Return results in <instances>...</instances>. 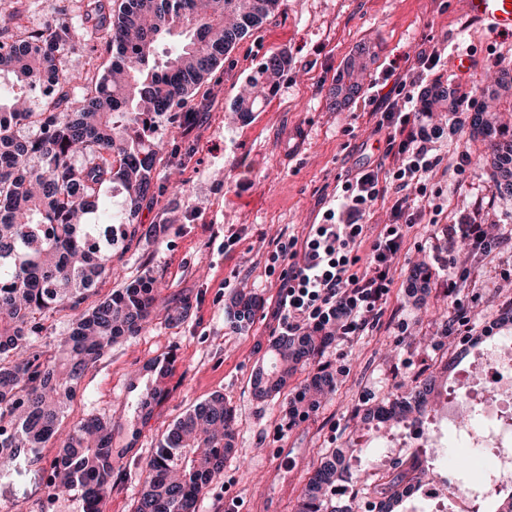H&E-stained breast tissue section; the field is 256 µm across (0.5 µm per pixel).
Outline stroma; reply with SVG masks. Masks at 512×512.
<instances>
[{"label":"stroma","instance_id":"stroma-1","mask_svg":"<svg viewBox=\"0 0 512 512\" xmlns=\"http://www.w3.org/2000/svg\"><path fill=\"white\" fill-rule=\"evenodd\" d=\"M78 14L77 0H0V26L32 28L53 17ZM370 54L358 77L359 92L338 108L327 94L359 45ZM444 50L443 70L424 75L414 96L435 81L470 91L494 74L493 57L512 56V39L493 38L469 21L461 0H288L225 57L193 98L190 123L152 124L149 138L161 147L158 183L141 202L139 221L154 234L117 246L112 272L99 281V295L149 274L164 285L158 317L140 336L114 344L86 374L66 423L93 415L111 422L124 450L123 464L102 512H131L141 488V469L159 439L188 409L220 393L234 409L237 447L221 478L211 485L199 512H293L308 472L332 448H359L368 426L355 408L396 394L399 383L427 369L443 352L456 350L445 334L442 312L453 298L474 299L473 320L498 316L512 288L504 264L484 259L470 265L456 297L443 286L438 260L446 254L441 228L461 209H475L485 224L512 228V197L499 195L486 162L487 143L470 133V114L425 117L422 134L438 153L464 145L477 162L464 186L452 174L436 176L431 191L444 200L437 226L414 227L407 254L393 270L383 314L362 335L326 348L321 356L336 373L335 392L306 416L290 418L289 403L312 373L301 367L275 398L257 400L256 369L268 361L278 335L276 277L265 258L281 239L318 222L338 179L386 159L384 136L374 134L371 82H383L396 57L422 46ZM479 65L452 79L457 46ZM287 52L290 62L268 103L247 119L232 106L260 61ZM427 261L431 289L425 300L408 288L411 265ZM241 291L262 304L246 329L232 326V298ZM188 306L186 319L169 323L168 309ZM168 357L165 377L147 363ZM163 396L139 410L152 389ZM10 512H84L78 494L50 496L46 475L28 471L0 481V502Z\"/></svg>","mask_w":512,"mask_h":512}]
</instances>
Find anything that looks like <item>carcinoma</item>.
<instances>
[{
  "label": "carcinoma",
  "mask_w": 512,
  "mask_h": 512,
  "mask_svg": "<svg viewBox=\"0 0 512 512\" xmlns=\"http://www.w3.org/2000/svg\"><path fill=\"white\" fill-rule=\"evenodd\" d=\"M286 0H120L112 21L103 24L101 0H87L82 22L54 18L15 37L0 30V77L10 76L17 91L0 96V480L47 469L56 495L76 492L84 512H101L112 492L121 457L114 447L112 423L86 416L63 429L69 403L92 368L121 339L138 336L157 317L156 295L163 284L144 275L94 302L96 285L112 272V248L140 232V201L154 187L158 146L147 139L152 121L188 120V100L224 62L226 54ZM111 58L101 78L83 82L68 73L65 53L93 36ZM288 65L284 52L269 55L249 79L250 92L234 110L247 117L277 88ZM56 72L53 95L36 103L33 84ZM82 92L64 91L68 83ZM359 85L336 79L329 101L340 106ZM482 99L512 112V73L497 71L490 84L476 82ZM463 97L442 82L421 99L420 111H459ZM471 135L488 142L496 189L512 196V127L489 118L484 102L474 108ZM116 186L123 205L106 208ZM431 267H412L411 287L429 293ZM260 300L239 294L232 303L236 327L248 325ZM66 311L70 331L56 349L43 348L46 321ZM330 338L313 333L280 335L270 346L269 366L254 373L252 392L274 397L292 370L315 361ZM336 387L323 366L306 384L299 408L315 406ZM437 377L419 373L403 382L390 403L404 411L429 408ZM58 445L51 461L39 449ZM232 408L216 394L181 416L160 440L143 471L144 489L133 512H197V503L235 453ZM350 449L335 448L312 471L296 512H354L336 504L332 491L348 468ZM406 474L393 472L377 484L364 483L388 499L378 512H396L403 503L397 488Z\"/></svg>",
  "instance_id": "obj_1"
}]
</instances>
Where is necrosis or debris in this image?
Returning <instances> with one entry per match:
<instances>
[{"instance_id":"4bbe7bcc","label":"necrosis or debris","mask_w":512,"mask_h":512,"mask_svg":"<svg viewBox=\"0 0 512 512\" xmlns=\"http://www.w3.org/2000/svg\"><path fill=\"white\" fill-rule=\"evenodd\" d=\"M473 419L461 439L489 465L467 479L449 472L447 481L419 483L412 492V512H476L486 487L512 486V335L485 337L477 346L470 371L455 374L438 412L419 417L417 426L403 422L373 434L371 441L392 451L412 448L426 463L448 453V430L461 416Z\"/></svg>"}]
</instances>
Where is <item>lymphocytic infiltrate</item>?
I'll use <instances>...</instances> for the list:
<instances>
[{"label":"lymphocytic infiltrate","mask_w":512,"mask_h":512,"mask_svg":"<svg viewBox=\"0 0 512 512\" xmlns=\"http://www.w3.org/2000/svg\"><path fill=\"white\" fill-rule=\"evenodd\" d=\"M443 56L424 47L404 62H390L393 85L375 90V133L385 134L393 149L390 167L375 166L347 176L336 189L333 203L319 223L269 254L268 269H279L276 317L282 332L312 331L337 341L357 335L379 315L393 283V267L412 229L421 223L437 224L442 203L429 188L440 168H447L457 183L470 175L467 150L450 157L437 153L417 132L421 114L413 105L412 88L424 73L442 66ZM392 199L390 221L370 223L378 201ZM448 256L443 261L448 290L457 287L460 253L482 257L507 253L512 231L489 228L474 214L461 213L448 225Z\"/></svg>","instance_id":"lymphocytic-infiltrate-1"}]
</instances>
